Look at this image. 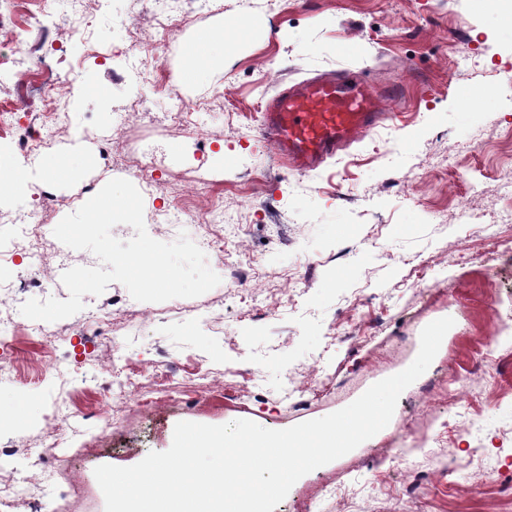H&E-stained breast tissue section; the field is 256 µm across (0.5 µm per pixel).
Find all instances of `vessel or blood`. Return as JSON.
I'll return each mask as SVG.
<instances>
[{"label": "vessel or blood", "instance_id": "vessel-or-blood-1", "mask_svg": "<svg viewBox=\"0 0 512 512\" xmlns=\"http://www.w3.org/2000/svg\"><path fill=\"white\" fill-rule=\"evenodd\" d=\"M398 98L397 89L378 90L343 74L303 79L271 97L262 135L287 166L310 171L375 128Z\"/></svg>", "mask_w": 512, "mask_h": 512}]
</instances>
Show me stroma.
<instances>
[{
	"label": "stroma",
	"mask_w": 512,
	"mask_h": 512,
	"mask_svg": "<svg viewBox=\"0 0 512 512\" xmlns=\"http://www.w3.org/2000/svg\"><path fill=\"white\" fill-rule=\"evenodd\" d=\"M181 12L166 28L144 0H113L101 17L86 0H33L26 66L53 69L65 113L36 158L68 165L51 181L65 205L48 223L83 204L87 183L147 180L151 210L189 208L186 224H150L148 234L194 239L213 203L198 192L206 181L232 219L209 266L248 262L254 273L197 298L115 310L106 294L87 295L82 311L38 334L21 305L68 299L62 273L99 261L52 236L44 264L15 258L11 314L0 319V437L15 452L0 457V512L30 501L42 512H105L95 468L168 450L181 421L282 430L329 415L407 368L422 329L443 317L455 324L390 423L300 478L274 512H512V489L498 481L512 471V323L500 317L512 223L491 240L483 225L454 221L464 201L491 219L512 205L499 193L512 176V11L499 0H183ZM89 16L86 40L76 30ZM221 30L241 37L184 85L188 48ZM91 40L109 64L88 59ZM159 64L168 81L145 82ZM341 72L403 85L396 119L319 171L288 170L259 133L268 98L291 80ZM464 89L471 105L458 101ZM180 102L191 112L178 128L170 116ZM130 154L142 170L125 168ZM417 264L426 281L410 278ZM112 377L136 389L104 423L98 386ZM457 379L463 398L452 406ZM228 384L236 402L224 400ZM292 391L307 406L294 410ZM413 472L424 481L410 496Z\"/></svg>",
	"instance_id": "obj_1"
}]
</instances>
